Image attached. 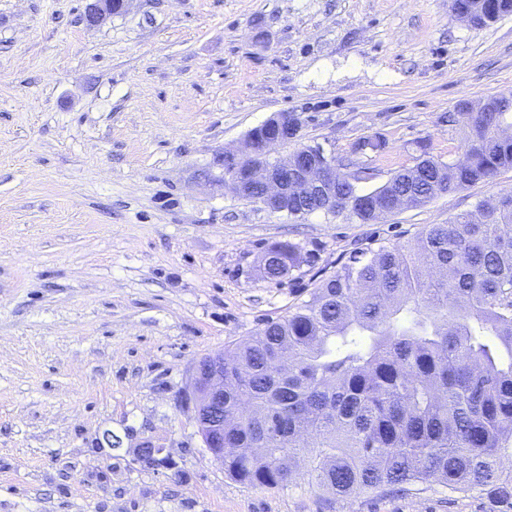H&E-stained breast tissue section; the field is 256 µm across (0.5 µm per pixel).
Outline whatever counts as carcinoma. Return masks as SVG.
<instances>
[{"label":"carcinoma","mask_w":512,"mask_h":512,"mask_svg":"<svg viewBox=\"0 0 512 512\" xmlns=\"http://www.w3.org/2000/svg\"><path fill=\"white\" fill-rule=\"evenodd\" d=\"M503 112H470L465 162L417 157L367 198L424 205L512 169ZM512 191L414 239L362 251L288 315L224 351V472L331 498L435 479L512 512ZM264 275L295 267L268 252ZM288 352V375L278 360Z\"/></svg>","instance_id":"carcinoma-1"}]
</instances>
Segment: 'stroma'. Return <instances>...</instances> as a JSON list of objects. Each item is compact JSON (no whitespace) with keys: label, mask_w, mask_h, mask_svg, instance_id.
<instances>
[{"label":"stroma","mask_w":512,"mask_h":512,"mask_svg":"<svg viewBox=\"0 0 512 512\" xmlns=\"http://www.w3.org/2000/svg\"><path fill=\"white\" fill-rule=\"evenodd\" d=\"M0 0V512H497L494 493L332 501L224 473L179 408L194 364L288 314L366 247L512 190V169L363 224L273 213L206 182L278 112L370 167L464 158L461 101L512 94V12L451 0ZM368 140L381 152L363 149ZM300 263L281 281L278 243ZM163 445L143 464V441ZM298 248L292 243H281L271 247L265 264L264 275L268 279H278L281 274L289 273L295 267Z\"/></svg>","instance_id":"1"}]
</instances>
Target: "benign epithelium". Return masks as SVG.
<instances>
[{
  "label": "benign epithelium",
  "instance_id": "1",
  "mask_svg": "<svg viewBox=\"0 0 512 512\" xmlns=\"http://www.w3.org/2000/svg\"><path fill=\"white\" fill-rule=\"evenodd\" d=\"M112 14V0H88L84 19L95 26ZM302 126V117L294 112L267 119L248 133L244 151L220 158L222 172L214 181L245 199L261 189L256 202L274 213H288V201L312 195L336 201V164L321 147L304 144L283 159H270L272 147L298 139ZM181 404L196 423L207 407L216 424L224 425V369L209 371L194 365Z\"/></svg>",
  "mask_w": 512,
  "mask_h": 512
}]
</instances>
